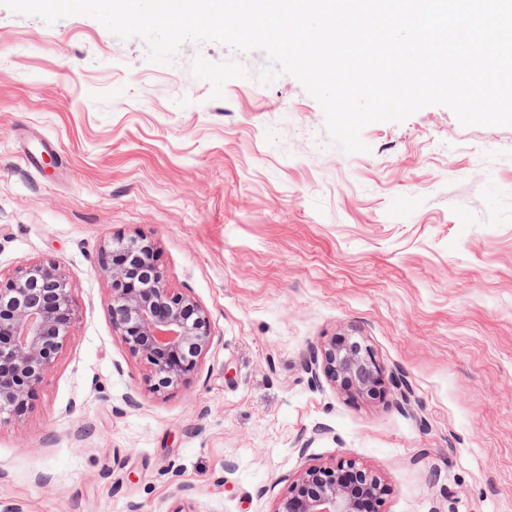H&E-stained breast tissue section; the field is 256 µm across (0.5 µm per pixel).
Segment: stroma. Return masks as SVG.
<instances>
[{
    "mask_svg": "<svg viewBox=\"0 0 512 512\" xmlns=\"http://www.w3.org/2000/svg\"><path fill=\"white\" fill-rule=\"evenodd\" d=\"M267 64L212 42L156 64L94 18L0 5V279L56 263L77 316L0 421V512H274L338 462L384 487L376 512H512V126L430 105L350 154ZM137 234L213 336L159 393L99 262ZM344 334L408 405L312 380Z\"/></svg>",
    "mask_w": 512,
    "mask_h": 512,
    "instance_id": "stroma-1",
    "label": "stroma"
}]
</instances>
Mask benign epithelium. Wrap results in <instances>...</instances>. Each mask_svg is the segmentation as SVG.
Returning a JSON list of instances; mask_svg holds the SVG:
<instances>
[{
	"label": "benign epithelium",
	"mask_w": 512,
	"mask_h": 512,
	"mask_svg": "<svg viewBox=\"0 0 512 512\" xmlns=\"http://www.w3.org/2000/svg\"><path fill=\"white\" fill-rule=\"evenodd\" d=\"M155 242L144 235L115 237L101 250L110 283L112 330L129 352L145 361L161 392L195 370L208 349L207 310L193 297L168 287L152 265ZM69 281L52 262H32L0 281V416L27 402L75 325ZM311 378L319 374L351 396L387 394L384 371L371 348L352 336H335L304 358ZM343 464L311 468L288 485L274 512H364L381 494L376 478Z\"/></svg>",
	"instance_id": "1"
}]
</instances>
